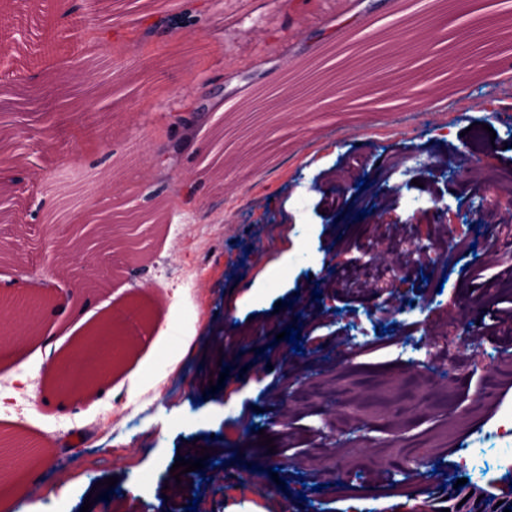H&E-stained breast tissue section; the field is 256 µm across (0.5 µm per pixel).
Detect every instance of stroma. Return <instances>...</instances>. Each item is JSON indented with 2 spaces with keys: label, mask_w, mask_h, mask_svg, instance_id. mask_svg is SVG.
<instances>
[{
  "label": "stroma",
  "mask_w": 512,
  "mask_h": 512,
  "mask_svg": "<svg viewBox=\"0 0 512 512\" xmlns=\"http://www.w3.org/2000/svg\"><path fill=\"white\" fill-rule=\"evenodd\" d=\"M64 3L0 5L15 91L0 153L24 160L0 172L16 201L0 219V296L47 286L57 298L0 359V435L47 447L28 464L36 492L0 481V512H80L109 477L90 512H443L461 478L512 495V469L494 463L512 457V439L488 436L512 410V332L485 333L495 302L512 301V237L498 231L512 225V12L439 0L427 67L393 72L381 63L390 32L374 48L351 38L372 22L413 23L398 0H212L203 26L176 29L159 0H112L116 42L89 47L92 21L56 63L35 61ZM490 16L485 59L457 31ZM73 59L94 81L71 80ZM287 82L306 101L248 113L254 90ZM219 130L216 178L203 159ZM463 154L479 159L465 176L436 174ZM88 174L111 188L113 211L149 217L134 252L98 257L93 290L83 252L55 249L69 226L96 245L88 207L44 234ZM387 266L389 303L376 290ZM115 318L133 351L92 395L52 403L54 361ZM300 322L303 350L287 352L280 334ZM314 322L338 336L311 344ZM464 322L477 330L465 347L452 330ZM416 369L451 391L452 408L404 394ZM283 407L287 425L272 423ZM200 446L218 469L188 492L171 468ZM452 448L489 468L449 467Z\"/></svg>",
  "instance_id": "obj_1"
}]
</instances>
